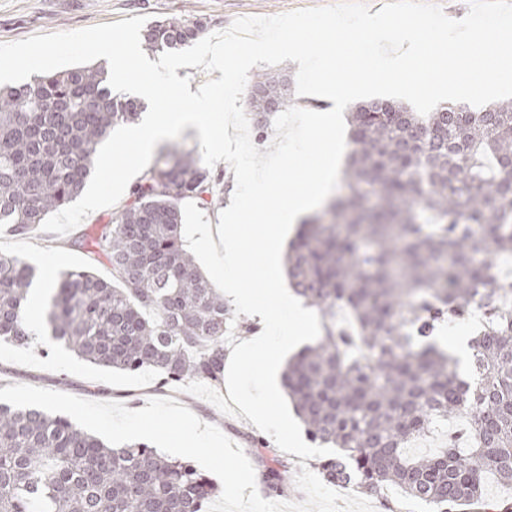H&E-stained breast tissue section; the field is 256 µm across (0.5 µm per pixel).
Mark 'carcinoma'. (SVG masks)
<instances>
[{"mask_svg":"<svg viewBox=\"0 0 512 512\" xmlns=\"http://www.w3.org/2000/svg\"><path fill=\"white\" fill-rule=\"evenodd\" d=\"M206 30L192 15L156 20L146 50H180ZM93 64L0 88V224L33 234L72 202L116 126L143 103L112 95ZM247 105L270 118L293 106L282 72L255 76ZM345 191L304 221L286 257L288 282L318 310L323 335L289 362L283 385L307 435L337 453L317 463L323 480L387 490L457 512L481 499L486 474L512 485V281L495 260L512 255V100L473 111L456 104L426 116L389 101L350 110ZM202 159L162 154L130 188V202L93 237L73 245L83 268L62 273L44 311L56 341L96 365L151 368L159 388L224 379V294L182 240L183 205L223 204ZM111 270L107 280L94 273ZM34 268L0 254V338L27 343ZM481 315L470 340L471 378L428 340L434 328ZM465 417L434 455L405 445L441 420ZM265 488H283L274 460ZM215 487L193 465L143 443L111 445L72 420L0 403V512H200Z\"/></svg>","mask_w":512,"mask_h":512,"instance_id":"cac0c4a2","label":"carcinoma"}]
</instances>
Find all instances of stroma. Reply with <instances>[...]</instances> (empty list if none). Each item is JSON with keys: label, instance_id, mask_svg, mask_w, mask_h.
<instances>
[{"label": "stroma", "instance_id": "stroma-1", "mask_svg": "<svg viewBox=\"0 0 512 512\" xmlns=\"http://www.w3.org/2000/svg\"><path fill=\"white\" fill-rule=\"evenodd\" d=\"M339 0H0V43L14 42L35 34L73 31L135 16L155 21L173 16L202 18L207 33L226 29L238 17H270L293 10L325 7ZM73 236V235H72ZM71 235L36 232L28 237L13 235L0 225V252L30 263L39 277L60 276L83 266L84 252L72 247ZM156 373L143 369L129 373L93 365L47 331H39L31 345L16 346L0 340V389L27 384L68 393L93 401H119L128 409L146 407L155 397ZM172 398L189 408L202 422L217 426L245 451L256 476L266 469L249 443L257 428L230 400L226 387L188 382L172 390Z\"/></svg>", "mask_w": 512, "mask_h": 512}]
</instances>
